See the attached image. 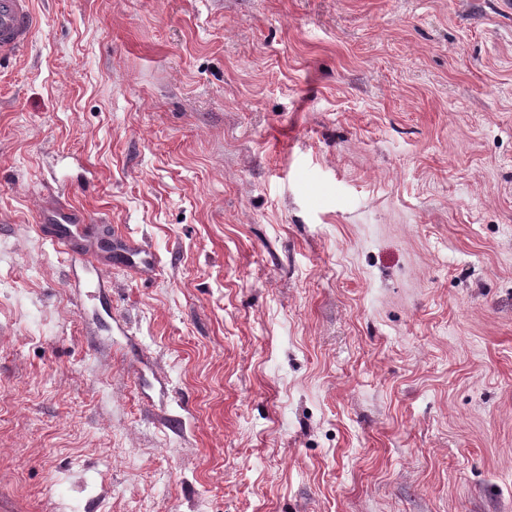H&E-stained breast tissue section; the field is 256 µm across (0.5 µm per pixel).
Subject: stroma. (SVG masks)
<instances>
[{"label":"stroma","instance_id":"35a3bbf8","mask_svg":"<svg viewBox=\"0 0 512 512\" xmlns=\"http://www.w3.org/2000/svg\"><path fill=\"white\" fill-rule=\"evenodd\" d=\"M0 59V512H512L498 0H33ZM160 270L93 287L58 209Z\"/></svg>","mask_w":512,"mask_h":512}]
</instances>
